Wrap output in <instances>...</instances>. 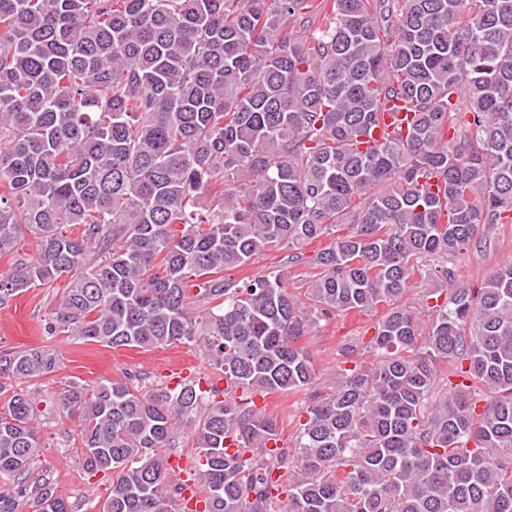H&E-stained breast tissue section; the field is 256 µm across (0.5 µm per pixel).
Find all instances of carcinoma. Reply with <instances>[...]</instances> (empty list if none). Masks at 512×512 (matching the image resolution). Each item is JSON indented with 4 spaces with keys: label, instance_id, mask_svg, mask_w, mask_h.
Wrapping results in <instances>:
<instances>
[{
    "label": "carcinoma",
    "instance_id": "carcinoma-1",
    "mask_svg": "<svg viewBox=\"0 0 512 512\" xmlns=\"http://www.w3.org/2000/svg\"><path fill=\"white\" fill-rule=\"evenodd\" d=\"M488 224H512V0H0V306L66 277L47 335L201 337L225 383H65L102 512H512V263L474 288L435 264ZM324 237L302 298L286 267L224 279ZM417 275L448 283L425 330ZM378 309L374 363L345 347L315 390L299 341ZM59 363L0 355V512H73L34 474L32 386ZM299 391L286 448L255 399ZM286 253L284 250H271L259 256L252 264H249L238 270H232L226 273V278H233L234 280L243 277H249L256 274H264L280 266V260Z\"/></svg>",
    "mask_w": 512,
    "mask_h": 512
}]
</instances>
